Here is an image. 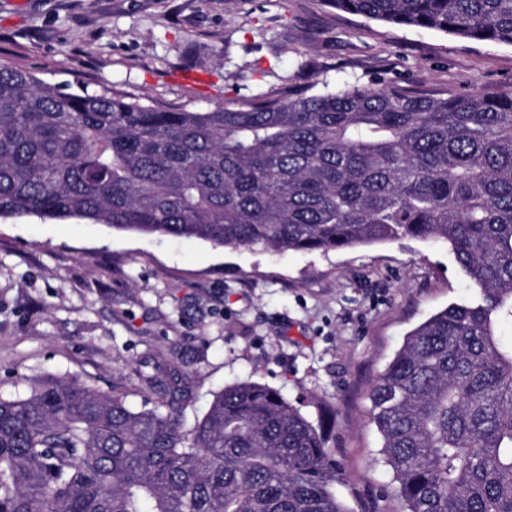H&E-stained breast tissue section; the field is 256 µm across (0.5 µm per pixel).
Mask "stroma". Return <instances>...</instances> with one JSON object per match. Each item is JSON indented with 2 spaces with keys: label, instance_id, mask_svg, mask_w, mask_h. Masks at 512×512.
Segmentation results:
<instances>
[{
  "label": "stroma",
  "instance_id": "35a3bbf8",
  "mask_svg": "<svg viewBox=\"0 0 512 512\" xmlns=\"http://www.w3.org/2000/svg\"><path fill=\"white\" fill-rule=\"evenodd\" d=\"M0 62L53 83L208 111L381 77L512 94V45L392 25L323 0H0ZM446 243L271 253L101 224L0 220V395L76 377L141 400L138 373L184 374L203 413L250 380L303 402L345 470L351 512H401L369 392L405 335L474 297Z\"/></svg>",
  "mask_w": 512,
  "mask_h": 512
}]
</instances>
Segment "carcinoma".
Here are the masks:
<instances>
[{
  "mask_svg": "<svg viewBox=\"0 0 512 512\" xmlns=\"http://www.w3.org/2000/svg\"><path fill=\"white\" fill-rule=\"evenodd\" d=\"M512 45V0H323ZM80 220L224 248L444 241L479 289L409 333L370 392L407 512H512V95L395 83L210 111L72 91L0 63V218ZM143 399L76 377L0 396V512H349L323 434L239 381L202 415L184 377Z\"/></svg>",
  "mask_w": 512,
  "mask_h": 512,
  "instance_id": "1",
  "label": "carcinoma"
}]
</instances>
